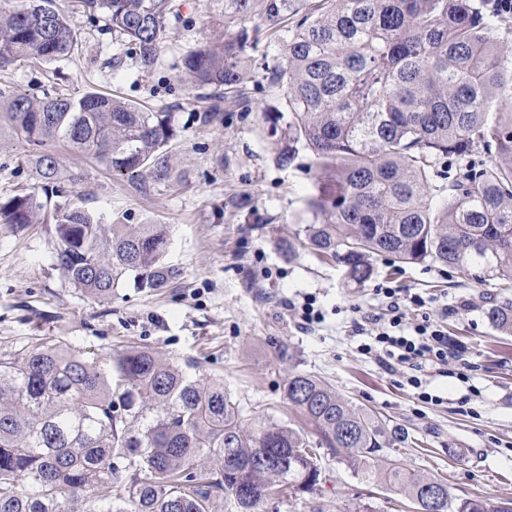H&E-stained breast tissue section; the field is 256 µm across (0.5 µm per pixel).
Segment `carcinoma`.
Segmentation results:
<instances>
[{"instance_id": "cac0c4a2", "label": "carcinoma", "mask_w": 512, "mask_h": 512, "mask_svg": "<svg viewBox=\"0 0 512 512\" xmlns=\"http://www.w3.org/2000/svg\"><path fill=\"white\" fill-rule=\"evenodd\" d=\"M0 0V70L52 63L77 37L55 0ZM213 37L181 58L193 87L207 88V118L224 106L251 111L246 89L260 35L283 44L266 79L290 114L281 153L296 145L320 174L308 209L326 220L302 243L362 285L372 259L438 263L465 278L512 279V14L491 0H222ZM106 16L151 72L176 13L175 0H79ZM256 18L263 27L243 26ZM27 146L41 188L0 200V222L47 224L56 265L98 301L129 281L157 292L179 270L166 262L163 224H104L61 186L48 145L63 140L112 173L168 176L176 137L167 112L120 97L0 90V137ZM512 335V301L487 312ZM288 404L336 462L394 489L416 509L433 487L439 512H512V499H457L448 485L408 470L385 448L408 433L354 405L324 380L288 374ZM322 466L300 431L244 422L224 383L193 376L148 348L101 367L44 338L0 355V512H209L224 496L236 512H262L275 495L311 493Z\"/></svg>"}]
</instances>
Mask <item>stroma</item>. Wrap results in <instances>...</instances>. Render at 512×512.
<instances>
[{"label": "stroma", "mask_w": 512, "mask_h": 512, "mask_svg": "<svg viewBox=\"0 0 512 512\" xmlns=\"http://www.w3.org/2000/svg\"><path fill=\"white\" fill-rule=\"evenodd\" d=\"M158 63L146 74L112 35L104 15L88 19L77 0H56L75 30L78 48L53 65L26 62L0 72V90L42 95L59 90L115 94L149 112H168L178 129L167 151V178L150 174L113 176L88 156L57 155L66 190L105 222L164 224L166 259L179 276L159 292L125 283L111 300L95 301L71 285L56 265L57 241L47 225L0 222V354H14L51 337L107 365L130 346L151 349L162 359L192 365L195 375L223 382L245 419H272L298 428L301 418L284 397L289 372L331 383L366 411L405 428L400 458L412 469L441 479L458 498L512 497V336L498 332L488 308L512 299V281L479 282L453 269L425 262H374L376 273L361 286L348 284L345 268L299 246L304 225L313 223L307 201L315 190L311 156L298 148L291 164L279 160L282 144L273 127L289 114L281 88L269 85L266 67L280 62L283 47L261 40L248 87L249 113H224L205 122L204 91L181 77L185 51L209 36L214 9L209 0H175ZM121 69H112L113 57ZM23 144L0 141V197L34 187L36 173ZM293 249L285 257V249ZM380 287L403 289L427 299L462 353L425 369L423 384L441 398L425 404L405 375L386 370L364 353L384 313ZM315 300L323 319L303 325L296 311ZM323 478L318 489L270 500L264 512H410L389 488L363 479L319 447Z\"/></svg>", "instance_id": "1"}]
</instances>
